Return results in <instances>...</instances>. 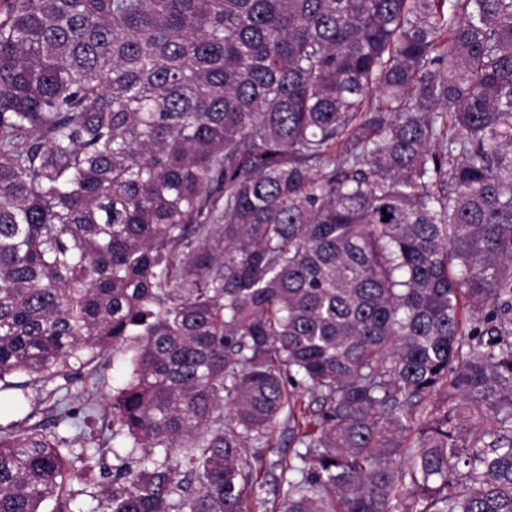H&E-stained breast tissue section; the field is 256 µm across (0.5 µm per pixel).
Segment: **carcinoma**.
<instances>
[{
  "label": "carcinoma",
  "mask_w": 512,
  "mask_h": 512,
  "mask_svg": "<svg viewBox=\"0 0 512 512\" xmlns=\"http://www.w3.org/2000/svg\"><path fill=\"white\" fill-rule=\"evenodd\" d=\"M85 348L96 512H512V0H0V382ZM88 397L0 512H77ZM131 353L126 355H116L112 359V351L105 354L109 359L107 369L97 376L94 386L97 387L98 398L94 408V414L88 417L82 425V432L88 437L89 435L95 436L98 432V420L102 412L108 411V402L112 394L117 388H120L126 381L129 374V358ZM290 444L291 442L290 435L288 433V421H286L284 417H281L274 431V450L271 452H266V449H264L263 464L259 468V475L261 477V483L263 486V497L269 499H273L275 497L277 500H282L281 492L282 489L285 490L287 488V484L282 482L281 486L279 487V476L281 470L279 468H270L269 465H265V459H267L268 462L285 459L288 461V458L292 457V451L294 449L292 447L293 445Z\"/></svg>",
  "instance_id": "1"
}]
</instances>
